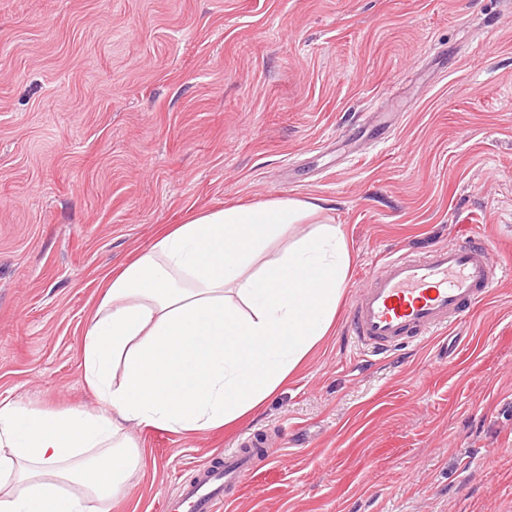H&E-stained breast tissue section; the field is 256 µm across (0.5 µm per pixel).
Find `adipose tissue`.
<instances>
[{
	"label": "adipose tissue",
	"instance_id": "obj_1",
	"mask_svg": "<svg viewBox=\"0 0 512 512\" xmlns=\"http://www.w3.org/2000/svg\"><path fill=\"white\" fill-rule=\"evenodd\" d=\"M322 210L279 198L200 212L113 275L82 349L101 410L0 400V512H108L146 466L130 427L206 432L260 409L336 319L351 254Z\"/></svg>",
	"mask_w": 512,
	"mask_h": 512
}]
</instances>
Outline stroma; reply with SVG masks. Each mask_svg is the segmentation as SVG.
<instances>
[{
    "instance_id": "obj_1",
    "label": "stroma",
    "mask_w": 512,
    "mask_h": 512,
    "mask_svg": "<svg viewBox=\"0 0 512 512\" xmlns=\"http://www.w3.org/2000/svg\"><path fill=\"white\" fill-rule=\"evenodd\" d=\"M320 198L351 275L332 335L253 415L137 430L110 512H166L212 453L269 463L221 512H512V279L368 356L376 263L482 234L512 263V0H0V398L97 410L86 323L191 214Z\"/></svg>"
}]
</instances>
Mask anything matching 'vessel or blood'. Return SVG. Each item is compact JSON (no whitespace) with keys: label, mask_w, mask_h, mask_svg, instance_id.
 Wrapping results in <instances>:
<instances>
[{"label":"vessel or blood","mask_w":512,"mask_h":512,"mask_svg":"<svg viewBox=\"0 0 512 512\" xmlns=\"http://www.w3.org/2000/svg\"><path fill=\"white\" fill-rule=\"evenodd\" d=\"M512 268L502 265L483 237L421 255L390 252L372 272L348 316L349 340L370 356L417 344L445 332L483 305ZM268 454L255 435L210 458L177 489L167 512H218L231 495L258 476Z\"/></svg>","instance_id":"vessel-or-blood-1"}]
</instances>
